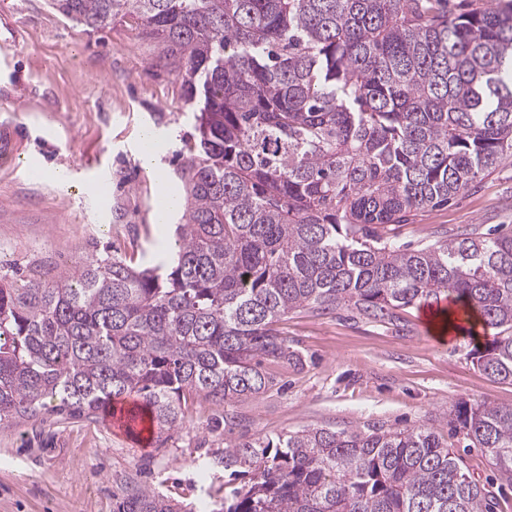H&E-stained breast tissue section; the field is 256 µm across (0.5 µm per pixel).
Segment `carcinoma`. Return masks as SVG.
I'll use <instances>...</instances> for the list:
<instances>
[{
  "label": "carcinoma",
  "instance_id": "carcinoma-1",
  "mask_svg": "<svg viewBox=\"0 0 512 512\" xmlns=\"http://www.w3.org/2000/svg\"><path fill=\"white\" fill-rule=\"evenodd\" d=\"M88 29L135 20L163 44L196 136L184 223L163 263L117 256L0 276V424L92 420L127 398L158 430L192 395L262 393L294 365L289 313L351 308L398 325L452 301L500 329L476 352L512 379V233L401 242L512 160V5L448 0H52ZM452 430L512 484V406L459 402ZM248 482L224 512H493L494 492L428 428H308L224 446ZM115 512H181L152 489Z\"/></svg>",
  "mask_w": 512,
  "mask_h": 512
}]
</instances>
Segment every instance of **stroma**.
<instances>
[{"mask_svg": "<svg viewBox=\"0 0 512 512\" xmlns=\"http://www.w3.org/2000/svg\"><path fill=\"white\" fill-rule=\"evenodd\" d=\"M161 53L130 18L91 30L48 0H0L1 273L25 277L107 252L134 264L161 262L182 213L157 224V186L139 157L140 134L150 128L181 141L195 134L181 82L159 66ZM103 168L108 191L98 199L83 185ZM55 170L69 174L67 185L51 180ZM504 225H512V161L397 233L415 243ZM403 318L396 327L346 309L290 313L279 328L300 365L266 364V392L226 406L197 399L179 426L145 440L106 419L48 415L0 425V512H112L115 495L138 487L188 512H220L224 472L208 463L225 444L321 427H427L462 454L473 480L498 483L489 454L448 430L459 401L512 405V381L488 376L473 359L496 329L442 342L422 307Z\"/></svg>", "mask_w": 512, "mask_h": 512, "instance_id": "1", "label": "stroma"}]
</instances>
